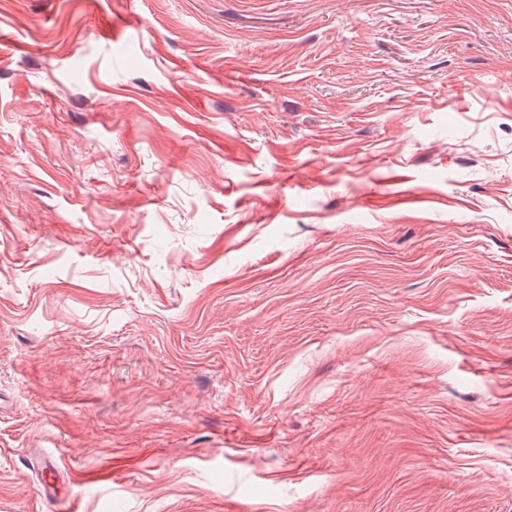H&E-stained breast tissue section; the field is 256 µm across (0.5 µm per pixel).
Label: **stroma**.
I'll use <instances>...</instances> for the list:
<instances>
[{
  "instance_id": "obj_1",
  "label": "stroma",
  "mask_w": 512,
  "mask_h": 512,
  "mask_svg": "<svg viewBox=\"0 0 512 512\" xmlns=\"http://www.w3.org/2000/svg\"><path fill=\"white\" fill-rule=\"evenodd\" d=\"M512 512V0H0V512ZM33 467L37 468L42 473L41 489L50 505V511L64 510L71 511V504L65 509H55L57 504L55 494V481L59 475L58 466L54 457L48 455L46 457L33 458L31 460Z\"/></svg>"
}]
</instances>
